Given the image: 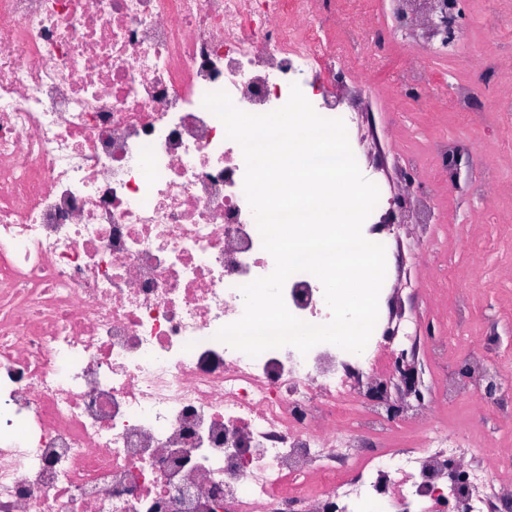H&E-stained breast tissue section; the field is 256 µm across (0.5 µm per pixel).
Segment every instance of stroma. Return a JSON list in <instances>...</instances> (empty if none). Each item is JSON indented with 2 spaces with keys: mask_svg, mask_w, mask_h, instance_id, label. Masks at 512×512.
<instances>
[{
  "mask_svg": "<svg viewBox=\"0 0 512 512\" xmlns=\"http://www.w3.org/2000/svg\"><path fill=\"white\" fill-rule=\"evenodd\" d=\"M345 102L358 119L354 139L361 165L380 179L392 198L403 192L400 172L406 151L424 139L473 137L493 153L502 137L494 122L475 131L464 128L457 114L438 102L426 112L410 111L399 89L382 77L373 94L353 84ZM439 212L441 222L424 250L417 244L423 231L408 223L404 209L387 206L377 212L376 228L391 250L382 326L394 329L411 320L422 326L430 323L453 348L459 339L482 335L487 321L501 312H512V273L507 270L512 253L502 246L503 239L512 236V227L490 223L479 202L458 192L441 198ZM466 278L482 289L483 297L470 316L453 327L450 304Z\"/></svg>",
  "mask_w": 512,
  "mask_h": 512,
  "instance_id": "35a3bbf8",
  "label": "stroma"
}]
</instances>
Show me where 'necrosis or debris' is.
<instances>
[{
  "label": "necrosis or debris",
  "mask_w": 512,
  "mask_h": 512,
  "mask_svg": "<svg viewBox=\"0 0 512 512\" xmlns=\"http://www.w3.org/2000/svg\"><path fill=\"white\" fill-rule=\"evenodd\" d=\"M0 0V512H463L512 500V448L449 433L436 408L476 395L494 368L466 344L470 382L441 372L437 400L400 406L394 343L356 354L320 344L252 358L216 332L239 319L243 285L269 275L243 191L240 145L203 105L226 91L253 114L299 86L316 112L352 124L340 79L388 73L410 110L444 101L465 127L512 129V0H492L473 77L404 61L373 14L385 0ZM489 112L475 110L478 95ZM412 188L439 221L444 159ZM289 311L330 320L319 280L286 281Z\"/></svg>",
  "instance_id": "necrosis-or-debris-1"
}]
</instances>
